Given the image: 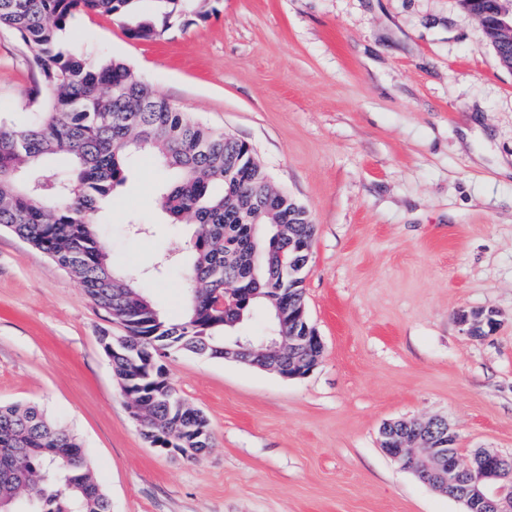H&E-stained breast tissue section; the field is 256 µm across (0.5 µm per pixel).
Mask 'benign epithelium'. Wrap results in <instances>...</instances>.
I'll list each match as a JSON object with an SVG mask.
<instances>
[{"label":"benign epithelium","mask_w":512,"mask_h":512,"mask_svg":"<svg viewBox=\"0 0 512 512\" xmlns=\"http://www.w3.org/2000/svg\"><path fill=\"white\" fill-rule=\"evenodd\" d=\"M279 329L251 348L246 355L237 347L224 348V356L277 371L286 379L303 378L316 366L323 341L316 328L308 325L305 302L290 307L280 297L273 298ZM457 321L463 335L485 336L493 330L495 312H462ZM455 430L443 419L388 421L379 429L380 448L393 460L408 456L418 460L414 474L433 489L447 494L465 506L464 512H512V454L479 449L464 458L455 448Z\"/></svg>","instance_id":"7a95c632"}]
</instances>
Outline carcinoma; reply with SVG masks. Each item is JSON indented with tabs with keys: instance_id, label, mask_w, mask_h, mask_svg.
I'll use <instances>...</instances> for the list:
<instances>
[{
	"instance_id": "1",
	"label": "carcinoma",
	"mask_w": 512,
	"mask_h": 512,
	"mask_svg": "<svg viewBox=\"0 0 512 512\" xmlns=\"http://www.w3.org/2000/svg\"><path fill=\"white\" fill-rule=\"evenodd\" d=\"M141 0H0V27L15 30L36 70L27 126L0 123V228L48 255L75 276L91 302L124 333L102 338L115 346L113 374L132 398L133 415L146 422L144 438L180 448L211 447L206 416L190 407L170 380L165 360L184 353L224 358L236 341L232 322L267 296L288 287L282 270L291 241L315 231L288 194L262 200L257 225L250 190L269 176L237 138L229 139L137 77L120 60L91 62L66 46L63 35L79 14L129 17ZM154 13L135 22L129 36L153 40L188 13L207 16L206 0H152ZM502 64L512 69V38L492 34ZM150 153L174 180L161 197L171 223L196 225L178 321L167 319L130 275L113 271L96 216L125 172ZM250 157L241 179L224 158ZM229 288L256 297L243 314L224 309ZM76 436L35 406H0V512H110L92 476L87 452L50 456L42 448H78Z\"/></svg>"
}]
</instances>
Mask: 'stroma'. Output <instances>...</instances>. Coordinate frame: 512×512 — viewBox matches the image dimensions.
I'll list each match as a JSON object with an SVG mask.
<instances>
[{"label": "stroma", "instance_id": "stroma-1", "mask_svg": "<svg viewBox=\"0 0 512 512\" xmlns=\"http://www.w3.org/2000/svg\"><path fill=\"white\" fill-rule=\"evenodd\" d=\"M154 41L76 15L75 49L127 63L179 110L247 142L316 227L306 309L324 349L306 377L166 359L207 417L196 460L141 436L99 338L121 334L79 280L0 230V404L35 406L86 448L112 512H463L380 448L389 420L440 417L462 454H512V69L460 0H209ZM35 71L0 28V121L33 119ZM151 156L99 228L114 268L169 317L194 227L167 223ZM491 309L473 339L456 320Z\"/></svg>", "mask_w": 512, "mask_h": 512}]
</instances>
